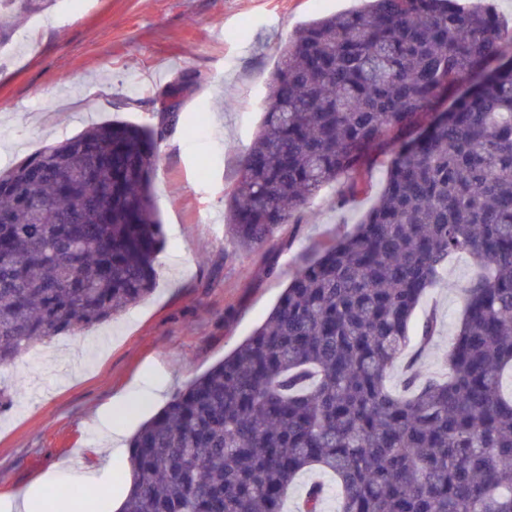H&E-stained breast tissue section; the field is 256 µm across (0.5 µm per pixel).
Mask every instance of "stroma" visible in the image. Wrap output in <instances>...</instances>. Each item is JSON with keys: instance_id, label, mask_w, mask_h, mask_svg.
I'll return each instance as SVG.
<instances>
[{"instance_id": "obj_1", "label": "stroma", "mask_w": 512, "mask_h": 512, "mask_svg": "<svg viewBox=\"0 0 512 512\" xmlns=\"http://www.w3.org/2000/svg\"><path fill=\"white\" fill-rule=\"evenodd\" d=\"M355 0H58L18 26L0 54V168L95 123L149 124L159 85L194 75L181 121L160 147L153 178L165 243L158 285L140 304L76 336H56L0 371L12 401L0 409V512L32 487L66 512L63 488L96 467L93 512H118L127 459L99 463L108 421L133 435L173 394L262 324L284 288L328 240L352 231L382 191L384 162L367 189L339 204L336 186L301 224L265 248L240 250L224 227V197L262 120L281 48L303 23ZM473 274L463 259L427 298L441 327L421 358L438 372Z\"/></svg>"}]
</instances>
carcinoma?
I'll return each instance as SVG.
<instances>
[{"instance_id":"carcinoma-1","label":"carcinoma","mask_w":512,"mask_h":512,"mask_svg":"<svg viewBox=\"0 0 512 512\" xmlns=\"http://www.w3.org/2000/svg\"><path fill=\"white\" fill-rule=\"evenodd\" d=\"M57 0H0V46ZM512 29L483 0H364L282 48L263 119L225 196L252 251L388 156L382 193L324 244L265 321L131 437L120 512H512ZM158 121L94 124L0 170V367L154 290L164 230ZM449 107L426 125L442 96ZM463 255L475 274L441 376L419 360L440 317L417 311ZM400 388L391 369L407 351Z\"/></svg>"}]
</instances>
